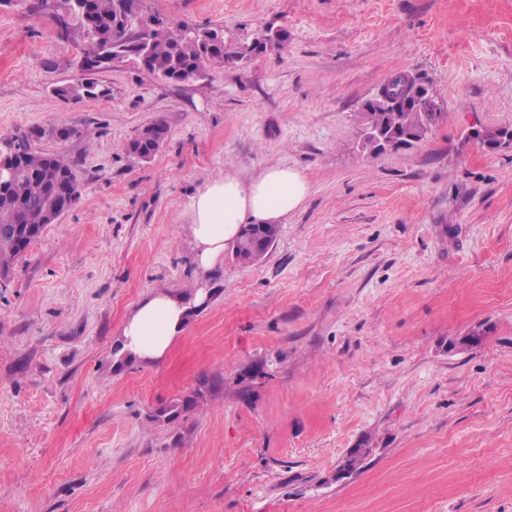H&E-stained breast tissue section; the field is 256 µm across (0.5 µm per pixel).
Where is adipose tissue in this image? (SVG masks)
Listing matches in <instances>:
<instances>
[{"label": "adipose tissue", "mask_w": 512, "mask_h": 512, "mask_svg": "<svg viewBox=\"0 0 512 512\" xmlns=\"http://www.w3.org/2000/svg\"><path fill=\"white\" fill-rule=\"evenodd\" d=\"M307 196L303 176L287 167L268 168L247 181L230 175L209 180L188 207L187 231L199 270L208 271L223 259L243 225L277 221L300 208ZM207 296L201 286L190 295L161 290L141 300L124 322L122 353L141 362L161 361Z\"/></svg>", "instance_id": "1"}]
</instances>
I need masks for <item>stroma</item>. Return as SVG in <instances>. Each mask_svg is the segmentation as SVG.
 <instances>
[{"label": "stroma", "instance_id": "obj_1", "mask_svg": "<svg viewBox=\"0 0 512 512\" xmlns=\"http://www.w3.org/2000/svg\"><path fill=\"white\" fill-rule=\"evenodd\" d=\"M142 10L288 44L192 83L118 61L97 75L107 95L66 101L54 86L85 77L72 47L0 0V136L65 156L81 191L0 288V512H512V144L481 141L512 131V0ZM399 72L441 119L367 155L358 113ZM153 122L166 139L144 162L127 145ZM273 166L304 176L305 204L260 262L228 252L201 277L191 197ZM202 280L161 362L114 355L144 297Z\"/></svg>", "mask_w": 512, "mask_h": 512}]
</instances>
